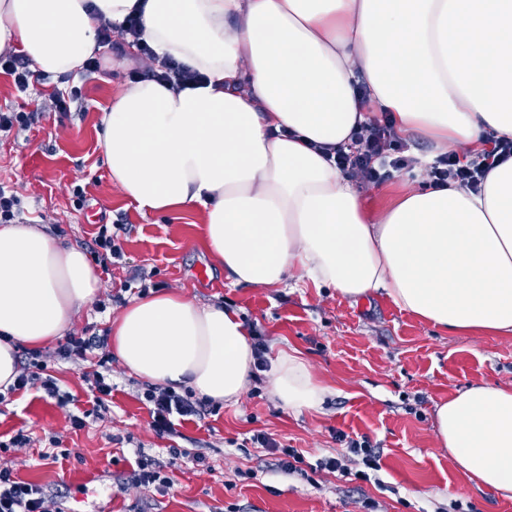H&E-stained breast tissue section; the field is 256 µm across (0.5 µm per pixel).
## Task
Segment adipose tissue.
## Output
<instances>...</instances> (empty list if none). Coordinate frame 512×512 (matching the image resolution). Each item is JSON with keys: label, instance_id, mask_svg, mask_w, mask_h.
<instances>
[{"label": "adipose tissue", "instance_id": "1", "mask_svg": "<svg viewBox=\"0 0 512 512\" xmlns=\"http://www.w3.org/2000/svg\"><path fill=\"white\" fill-rule=\"evenodd\" d=\"M140 12L158 58L199 71L176 91L121 84L99 143L113 183L145 215L203 214L214 264L235 285L288 277L351 300L382 292L452 332L512 334V156L478 190L425 170L371 208L326 160L380 113L464 158L512 140V0H0V53L82 75L100 19ZM100 289L84 251L42 224L0 223V388L18 348L58 342ZM128 373L216 404L257 360L237 310L183 290L148 292L112 318ZM271 397L321 410L332 387L297 350L266 371ZM435 435L469 480L512 499V385L473 383L436 404Z\"/></svg>", "mask_w": 512, "mask_h": 512}]
</instances>
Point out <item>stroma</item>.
Listing matches in <instances>:
<instances>
[{
  "label": "stroma",
  "instance_id": "35a3bbf8",
  "mask_svg": "<svg viewBox=\"0 0 512 512\" xmlns=\"http://www.w3.org/2000/svg\"><path fill=\"white\" fill-rule=\"evenodd\" d=\"M107 55L95 76L37 75L23 93L0 70V111L38 115L0 135V187L19 199L21 221L49 225L89 255L104 226L121 251L96 263L101 290L73 331L106 334L140 289L183 288L237 310L264 354L299 350L335 392L321 411H292L269 397L259 372L238 401L161 437L143 397L147 381L113 364L109 407L93 418V363L50 348L41 359L70 400L58 405L34 387L6 395L0 464L43 487L45 512H512V499L470 482L437 447L432 421L435 404L466 385L512 383V335L446 331L382 294L356 303L331 288L231 284L203 245L200 214L145 216L113 186L98 142L103 109L120 83L147 77L151 61L130 55L118 35ZM60 97L69 111H58ZM85 412L86 427L74 429L71 416ZM19 433L25 443L11 444ZM260 433L298 449L304 473L282 470L255 442ZM362 438L380 451L368 482L356 477L361 456L348 450ZM174 448L183 456L172 458ZM141 451L163 465L168 488L127 483ZM327 457L341 470L317 468Z\"/></svg>",
  "mask_w": 512,
  "mask_h": 512
}]
</instances>
